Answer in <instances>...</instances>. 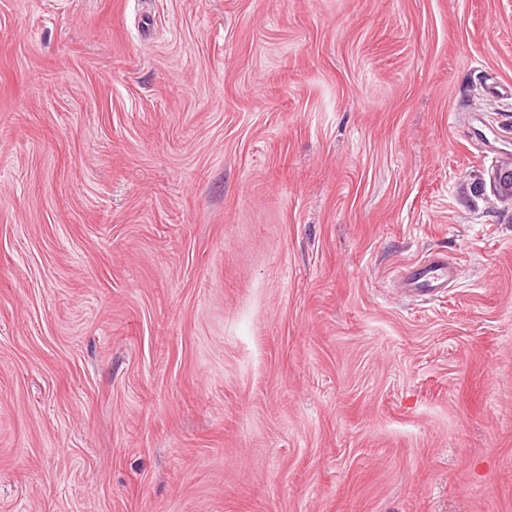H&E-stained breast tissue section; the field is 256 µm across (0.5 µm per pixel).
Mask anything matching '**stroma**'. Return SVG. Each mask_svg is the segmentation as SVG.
I'll return each instance as SVG.
<instances>
[{"label": "stroma", "instance_id": "35a3bbf8", "mask_svg": "<svg viewBox=\"0 0 512 512\" xmlns=\"http://www.w3.org/2000/svg\"><path fill=\"white\" fill-rule=\"evenodd\" d=\"M507 156L512 0H0V512H512ZM453 276L454 270L446 259L433 258L403 266L399 283L402 291L419 294L446 288Z\"/></svg>", "mask_w": 512, "mask_h": 512}]
</instances>
